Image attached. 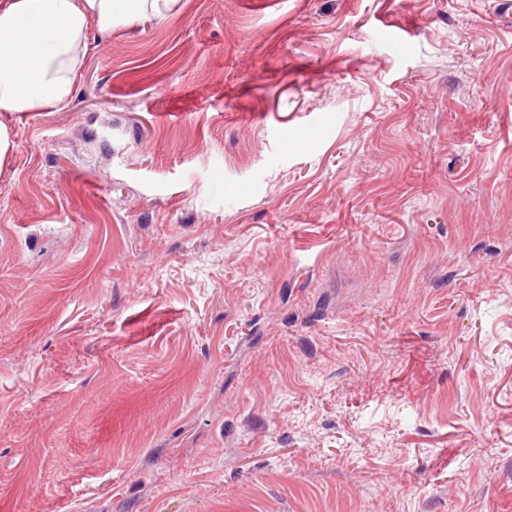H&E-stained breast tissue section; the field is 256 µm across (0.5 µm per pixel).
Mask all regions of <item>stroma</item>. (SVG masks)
Returning <instances> with one entry per match:
<instances>
[{
	"mask_svg": "<svg viewBox=\"0 0 512 512\" xmlns=\"http://www.w3.org/2000/svg\"><path fill=\"white\" fill-rule=\"evenodd\" d=\"M0 122V512H512V0H174Z\"/></svg>",
	"mask_w": 512,
	"mask_h": 512,
	"instance_id": "stroma-1",
	"label": "stroma"
}]
</instances>
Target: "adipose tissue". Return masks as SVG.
<instances>
[{
	"label": "adipose tissue",
	"mask_w": 512,
	"mask_h": 512,
	"mask_svg": "<svg viewBox=\"0 0 512 512\" xmlns=\"http://www.w3.org/2000/svg\"><path fill=\"white\" fill-rule=\"evenodd\" d=\"M162 0H0V112L63 108L90 30L157 11Z\"/></svg>",
	"instance_id": "adipose-tissue-1"
}]
</instances>
